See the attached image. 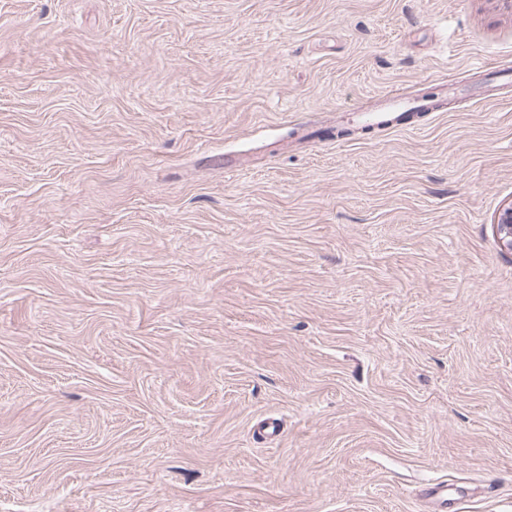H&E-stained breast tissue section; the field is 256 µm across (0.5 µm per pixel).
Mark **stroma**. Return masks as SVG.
I'll return each instance as SVG.
<instances>
[{"mask_svg":"<svg viewBox=\"0 0 512 512\" xmlns=\"http://www.w3.org/2000/svg\"><path fill=\"white\" fill-rule=\"evenodd\" d=\"M503 69L512 0H0V512H512ZM384 104L376 112L369 115V119L379 128L395 126L399 118L409 112H433L435 105L427 100L400 95L383 97ZM494 224L502 248L512 253V202L498 211Z\"/></svg>","mask_w":512,"mask_h":512,"instance_id":"1","label":"stroma"}]
</instances>
